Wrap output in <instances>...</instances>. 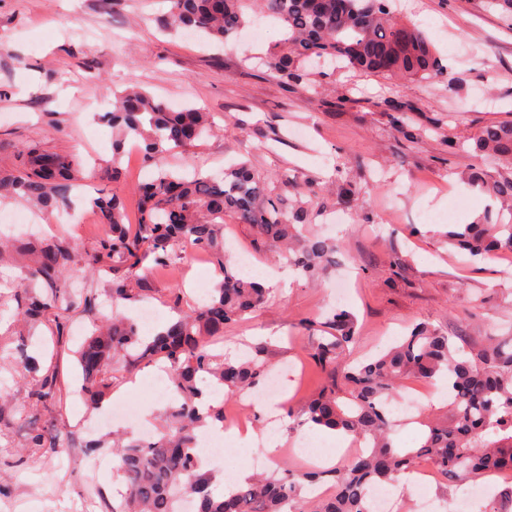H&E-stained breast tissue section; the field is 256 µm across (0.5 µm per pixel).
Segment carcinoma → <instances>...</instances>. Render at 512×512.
<instances>
[{
    "label": "carcinoma",
    "instance_id": "obj_1",
    "mask_svg": "<svg viewBox=\"0 0 512 512\" xmlns=\"http://www.w3.org/2000/svg\"><path fill=\"white\" fill-rule=\"evenodd\" d=\"M164 26L192 30L226 42L246 24L249 14L277 19L284 38L269 53L268 73L285 87L313 84L307 64L328 59L356 72L386 79L434 81L443 74L441 59L424 32L403 19L391 0H168ZM391 128L420 132L416 115L396 101L386 104ZM465 118L450 112L431 119L425 129L441 133ZM112 125V158L104 163L108 184L93 201L102 234L89 252H80L72 238L58 232L47 239L0 236V265L21 260L22 275L0 290V312L14 308V322L30 329L47 326L56 343L69 336L70 314L97 318L96 294L66 282L68 270L80 265L91 276H110L112 302L128 304L153 295L143 274L144 263L173 266L188 251L208 254L218 281L200 306H184L182 289H169L176 318L150 338L134 320L113 312L98 318L95 329L76 352L81 387L87 404L96 409L112 391L119 374L141 364L167 365L174 402L167 406L157 436L149 441L116 433L87 444L89 452L106 448L117 461L112 475L126 486V496L112 512H181L189 498L194 512H372L369 489L394 484L416 461L432 462L439 474L457 484L481 482L498 472L512 475V333L491 334L479 350L464 337L450 336L426 324L415 325L377 356L352 364L348 346L357 338V322L337 308L322 321L304 323L322 335L311 356L324 374L322 385L305 404V422L342 431L368 442L343 467L287 468L256 474L227 494L211 489L212 475L196 453L197 432L209 424H224V405L210 402L199 385L205 375L224 395L243 394L266 378V348L254 344L243 358L230 360L214 344L261 305L269 289L238 276L224 251V224H249L261 242L277 243L288 265L313 280L333 263L339 244L309 232L315 212L313 191L290 206L276 193L279 176L263 175L247 163H235L221 175L188 176L164 167L168 155L189 147L209 128L210 113L188 106L175 111L145 90L130 88L102 115ZM135 142L146 165L156 168L138 186L137 222H128L122 199L112 183L119 178L127 141ZM472 150L500 165L495 179L479 172L468 182L481 191L512 202V122L488 123L472 137ZM20 166L0 169V204L25 202L46 213L65 207L83 180L75 160L44 149L37 142L18 150ZM338 197L356 216L364 205L358 190L341 186ZM453 249L472 258L492 257L512 249V216L493 219L485 212L472 224H450L444 235ZM16 378L28 380L27 406L33 416L60 404L67 395L55 368ZM444 380L448 387V417L422 420L424 436L414 448L402 449L392 438L394 421L389 403L404 380ZM54 420L34 427L24 452L61 454L64 443L52 436ZM328 484L331 493L308 497L313 486Z\"/></svg>",
    "mask_w": 512,
    "mask_h": 512
}]
</instances>
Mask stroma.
Here are the masks:
<instances>
[{"label":"stroma","instance_id":"stroma-1","mask_svg":"<svg viewBox=\"0 0 512 512\" xmlns=\"http://www.w3.org/2000/svg\"><path fill=\"white\" fill-rule=\"evenodd\" d=\"M168 9V0H0V168H15L19 147L30 141L74 157L91 176L76 205L89 208L100 183L99 163L112 156V128L101 116L111 110L116 91L137 85L170 107L191 104L215 115L214 134L175 154L179 170L218 174L228 161L243 158L260 173L287 174L279 186L285 197L305 186L318 189L319 203L335 218L319 231L339 241L341 250L336 267L316 281L296 277L275 248L255 249L248 225L224 227L230 260L245 254L254 263L242 276L256 274L273 283L251 318L225 331L224 352L233 356L265 342L268 361L284 372L288 407L267 414L250 408L256 442L206 459L220 494L226 472L251 467L253 457H263L271 472L286 460L308 466L302 437L326 447V439L303 424L304 400L322 375L309 356L314 339L302 323L334 307L338 279L351 281L344 307L358 322L356 356L384 350L413 323L464 335L477 349L489 332L512 323V276L505 272L512 254L473 262L450 253L442 238L448 223L470 224L485 210L502 209L500 200L461 179L474 167L493 174V163L469 150L448 153L432 132L404 137L387 125L380 109L383 101H401L422 123L442 112L464 113L451 129L460 141L486 123L512 121V23L504 7L487 0H400L402 14L427 34L442 59L440 81H394L339 69L319 91L304 92L285 88L260 62L281 37L274 19L251 20L224 46L197 35L165 33ZM338 160L344 167L340 174L333 168ZM338 175L360 190L369 223H353L325 192ZM0 211L33 215L38 228L70 230L83 251L100 233L96 219L73 226L62 209L35 215L16 202ZM397 251L405 260L399 279L390 266ZM216 279L208 257L193 260L182 275L185 304L202 303ZM90 327V317L77 313L65 347L44 346L39 336H13L0 346L1 361L17 363L33 355L41 366L56 365L70 393L53 416L64 435L79 441L67 457L20 456L12 443L32 425L27 389L11 381L1 386L15 410L0 438V471L11 476L0 489V512H79L87 500L95 501V512H108L124 498L125 487L113 479L111 468L88 470L82 447L102 433L98 412L88 411L75 393L79 379L71 351L81 330ZM156 372V366L142 364L116 385L136 419L111 421L110 429L135 437L141 426L156 427L167 406L145 386ZM272 415L278 421L271 449L265 439Z\"/></svg>","mask_w":512,"mask_h":512}]
</instances>
